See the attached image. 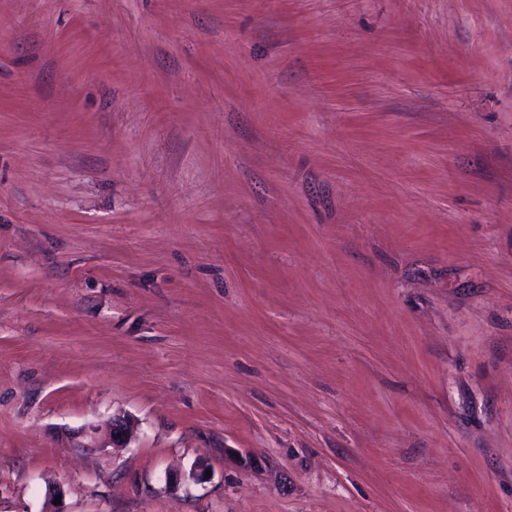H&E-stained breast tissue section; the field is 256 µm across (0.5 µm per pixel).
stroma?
Wrapping results in <instances>:
<instances>
[{
  "label": "stroma",
  "instance_id": "35a3bbf8",
  "mask_svg": "<svg viewBox=\"0 0 512 512\" xmlns=\"http://www.w3.org/2000/svg\"><path fill=\"white\" fill-rule=\"evenodd\" d=\"M50 481L512 512V0H0V512ZM133 428L131 423L124 415H112V421L109 430L105 436V440L112 444V447L124 445L131 438Z\"/></svg>",
  "mask_w": 512,
  "mask_h": 512
}]
</instances>
